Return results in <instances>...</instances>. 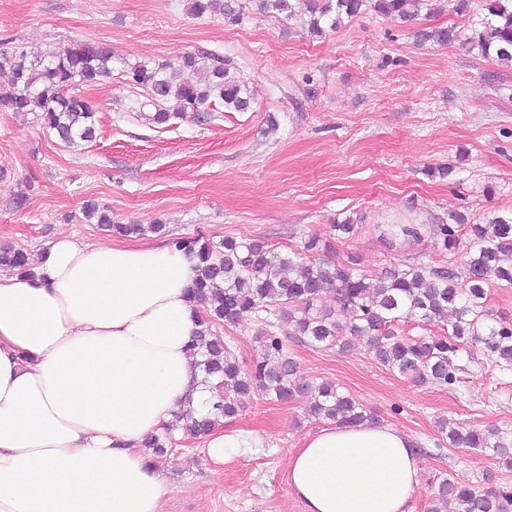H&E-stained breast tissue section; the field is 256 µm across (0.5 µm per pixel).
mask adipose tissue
I'll list each match as a JSON object with an SVG mask.
<instances>
[{
  "mask_svg": "<svg viewBox=\"0 0 512 512\" xmlns=\"http://www.w3.org/2000/svg\"><path fill=\"white\" fill-rule=\"evenodd\" d=\"M194 266L172 244L63 235L32 273L0 271V512H161L171 489L140 444L202 397ZM259 445L205 438L217 462ZM421 474L410 436L364 422L311 435L287 481L305 512H413Z\"/></svg>",
  "mask_w": 512,
  "mask_h": 512,
  "instance_id": "adipose-tissue-1",
  "label": "adipose tissue"
}]
</instances>
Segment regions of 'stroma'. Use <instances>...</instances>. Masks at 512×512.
I'll list each match as a JSON object with an SVG mask.
<instances>
[{
	"mask_svg": "<svg viewBox=\"0 0 512 512\" xmlns=\"http://www.w3.org/2000/svg\"><path fill=\"white\" fill-rule=\"evenodd\" d=\"M238 18L191 13L189 0H0V48L31 61L76 41L111 47L110 77L77 86L99 109L97 132L78 148L61 144L38 113L0 112V246L38 258L60 235L119 241L83 213L87 203L119 224L149 225L170 237L259 241L288 254L317 237L330 258L357 256L365 273L455 258L433 240L401 250L385 239L394 224L448 223L454 212L478 222L512 209V66L480 55L467 38L482 12L419 15L403 26L369 11L316 36L306 0L292 15L239 0ZM455 27L456 42L422 43L417 29ZM194 55L222 62L252 95L250 110L205 105L164 124L148 91L122 71L139 63H181ZM452 166L445 178L430 168ZM357 224L336 239L332 225ZM263 319L219 325L243 366L257 356ZM301 386L335 383L378 423L409 435L424 453L413 512H428L437 484L455 477L483 488L512 485V468L492 450L443 446L441 421L492 425L512 441V371L480 347L458 360L456 384H419L379 364L362 342L322 346L289 341ZM306 395L285 402L252 397L228 428L264 440L224 463L186 440L160 469L172 487L164 512H304L287 482L289 455L325 427Z\"/></svg>",
	"mask_w": 512,
	"mask_h": 512,
	"instance_id": "stroma-1",
	"label": "stroma"
}]
</instances>
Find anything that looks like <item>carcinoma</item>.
<instances>
[{
  "label": "carcinoma",
  "mask_w": 512,
  "mask_h": 512,
  "mask_svg": "<svg viewBox=\"0 0 512 512\" xmlns=\"http://www.w3.org/2000/svg\"><path fill=\"white\" fill-rule=\"evenodd\" d=\"M308 2L307 25L315 35L323 33L325 24L337 28L343 19L368 9L401 23L414 21L426 7L431 14L443 11L441 6L436 10L429 7L431 0ZM190 9L196 15H237L235 0H191ZM416 37L443 46L456 41L457 33L452 27H426L417 30ZM469 43L481 55L512 65V0H487ZM112 62V49L103 43L75 42L51 52L48 62L38 66L18 48L0 50V73L9 75L12 85L10 93L0 96V110L39 112L64 144L89 142L95 138L98 107L68 90L110 75ZM127 78L149 91L157 106L153 115L157 124L170 120L162 105L172 100L178 113L199 112L212 98L239 112L248 109L251 102L249 91L228 76L224 64L207 66L192 55L178 65L134 66L127 71ZM84 213L88 218L98 216L97 223L120 235L166 231L163 224L146 228L115 224L112 216L96 214L92 204L85 206ZM451 220L450 224L428 227L397 225L393 236L419 240L427 234L448 252L462 254L460 267L410 263L390 267L374 278L356 268L357 260L352 256L345 262L330 258L307 261L299 251L286 256L245 239L226 237L219 244L200 234L173 239L174 245L196 260L192 294L203 304L204 313L198 315L192 355L208 396L203 410L182 409L163 432L145 438L143 447L152 450L153 463L161 465L177 445L174 430L180 428L193 439L203 437L222 420L238 415L245 402L259 394L281 402L305 391L310 394L309 413L315 418L339 424L370 419L360 403L331 383L307 389L296 384L297 363L280 336L279 323L285 318L293 326V335L317 344L332 345L347 336L360 337L379 364L420 384H455V361L473 344L483 345L486 356L498 367L512 370V326L495 320L486 305L488 284L512 288V211H490L475 224L457 212L451 214ZM464 237L469 247L461 253ZM0 269L29 272L31 263L24 251L0 246ZM326 291L336 295L337 312L347 313V321L314 307ZM259 313L264 314L269 331L258 338L260 356L245 370L214 326L234 324ZM406 319L425 324L444 322L447 332L423 338L403 336L397 325ZM440 429L448 436V446L488 448L512 467V446L499 429L464 430L446 420ZM450 503L456 512H512V486L495 483L479 490L467 482L446 478L439 482L428 512H442Z\"/></svg>",
  "instance_id": "1"
}]
</instances>
